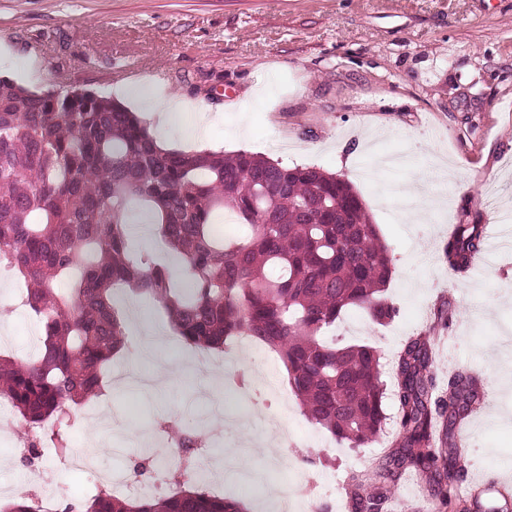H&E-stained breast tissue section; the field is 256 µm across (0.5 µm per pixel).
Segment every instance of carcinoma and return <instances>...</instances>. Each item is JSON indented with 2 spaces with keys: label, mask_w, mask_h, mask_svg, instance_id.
<instances>
[{
  "label": "carcinoma",
  "mask_w": 512,
  "mask_h": 512,
  "mask_svg": "<svg viewBox=\"0 0 512 512\" xmlns=\"http://www.w3.org/2000/svg\"><path fill=\"white\" fill-rule=\"evenodd\" d=\"M134 203L149 209L176 270L133 256ZM226 211L245 230L218 242L211 227ZM483 246L482 225H455L448 265L468 272ZM1 265L24 281V304L42 325L36 360L0 358V397L33 430V448L45 437L60 457L70 454L74 407L101 393L124 342L112 305L119 287L163 307L197 349L223 351L249 336L278 351L303 413L337 440L358 448L382 431L378 350L322 333L351 308L378 324L394 318L385 296L392 258L360 195L334 174L245 151L167 149L96 91H35L1 78ZM433 343L415 336L395 359L398 432L368 477H350L352 512H382L408 470L452 503L464 475L456 428L480 404L483 380L456 370L437 396ZM168 432L183 469L165 496L130 500L105 486L81 503L86 512H242L237 500L195 486L205 429Z\"/></svg>",
  "instance_id": "1"
}]
</instances>
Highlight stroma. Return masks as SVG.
I'll return each instance as SVG.
<instances>
[{"label": "stroma", "instance_id": "obj_1", "mask_svg": "<svg viewBox=\"0 0 512 512\" xmlns=\"http://www.w3.org/2000/svg\"><path fill=\"white\" fill-rule=\"evenodd\" d=\"M138 68L134 110L150 121L155 92L181 97L173 116L182 137L171 148L203 144L260 154L287 166L322 168L350 180L388 244L387 295L398 313L386 325L351 311L328 337L376 347L384 370L421 331L437 338L436 373L457 368L485 376L484 406L457 437L472 485L512 481V252L492 250L464 277L453 275L443 248L455 224H480L500 237L512 213V0H0V78L32 89L59 86L108 92L118 73ZM220 111L205 140L194 138L193 110ZM421 184L423 207L402 218L401 191ZM18 278L0 280V354L15 360L39 350L40 325L21 302ZM124 348L104 372L103 396L75 408L69 430L75 467L45 447L24 451V429L10 414L0 434V500L27 492L23 474L43 473L58 506L91 496L107 471L146 472L139 483H164L177 466L156 435L177 417L199 430L209 402L203 370L140 397L114 382L116 368L136 367L140 330L125 324ZM127 421L135 442L114 459L107 430L89 412ZM383 450H322L308 444L261 458L234 431L210 449L226 476L225 496L249 497L258 512L277 500L289 470L344 485L371 470ZM425 479L406 477L389 494L387 512H433Z\"/></svg>", "mask_w": 512, "mask_h": 512}]
</instances>
